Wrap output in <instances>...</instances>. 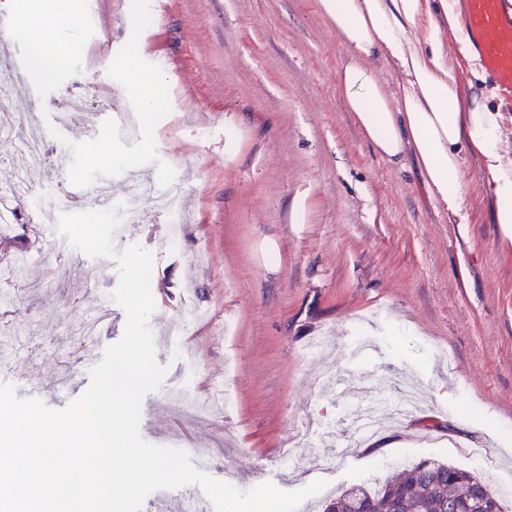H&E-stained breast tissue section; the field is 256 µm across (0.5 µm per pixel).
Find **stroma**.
Masks as SVG:
<instances>
[{"label": "stroma", "instance_id": "1", "mask_svg": "<svg viewBox=\"0 0 512 512\" xmlns=\"http://www.w3.org/2000/svg\"><path fill=\"white\" fill-rule=\"evenodd\" d=\"M96 15L102 37L66 19L59 47L78 44L55 72L27 75L19 124L54 129L49 163L76 179L111 177L124 196L133 175L180 191L182 240L169 246L158 215L124 225L151 251L152 331L162 387L142 402L153 444L211 449L212 477L246 491L327 480L340 490L422 460L477 472L491 489L512 482V239L491 221L481 162L465 157L466 211L456 223L431 199L411 159L395 165L364 138L337 90L346 58L316 0H70ZM111 55V70L83 61ZM116 109L143 114L140 135L96 125L59 135L57 102L93 116L104 90ZM0 230V266L26 262L28 285L9 309L0 347L19 370L55 390L93 289L118 283L108 258L74 260L56 225L35 220L52 188L36 180ZM331 350L307 357L316 337ZM364 348H356L355 337ZM361 370L375 402L415 385L421 407L362 440L339 379ZM224 387L206 420L169 402ZM483 448V460L460 448Z\"/></svg>", "mask_w": 512, "mask_h": 512}]
</instances>
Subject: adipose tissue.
Here are the masks:
<instances>
[{
    "label": "adipose tissue",
    "mask_w": 512,
    "mask_h": 512,
    "mask_svg": "<svg viewBox=\"0 0 512 512\" xmlns=\"http://www.w3.org/2000/svg\"><path fill=\"white\" fill-rule=\"evenodd\" d=\"M347 53L339 74L341 98L375 151L397 163L411 157L431 198L459 223L465 156L478 157L491 219L512 232V135L499 109L465 99L449 47L469 67L477 54L458 22L459 0H316ZM395 74L378 76L380 62Z\"/></svg>",
    "instance_id": "adipose-tissue-1"
}]
</instances>
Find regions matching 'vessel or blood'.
<instances>
[{"label": "vessel or blood", "mask_w": 512, "mask_h": 512, "mask_svg": "<svg viewBox=\"0 0 512 512\" xmlns=\"http://www.w3.org/2000/svg\"><path fill=\"white\" fill-rule=\"evenodd\" d=\"M462 20L471 32L482 64L493 82L512 92V12L505 0H462ZM21 37L10 18H0V50L7 56L0 67L19 72L18 53ZM110 306H103L102 314L90 323L79 342V361L94 366L101 361L105 348L112 342ZM88 379L66 377L58 383L53 397L57 406H66L83 394ZM204 492L199 486L188 489L160 490L146 500L144 512H197Z\"/></svg>", "instance_id": "1"}]
</instances>
